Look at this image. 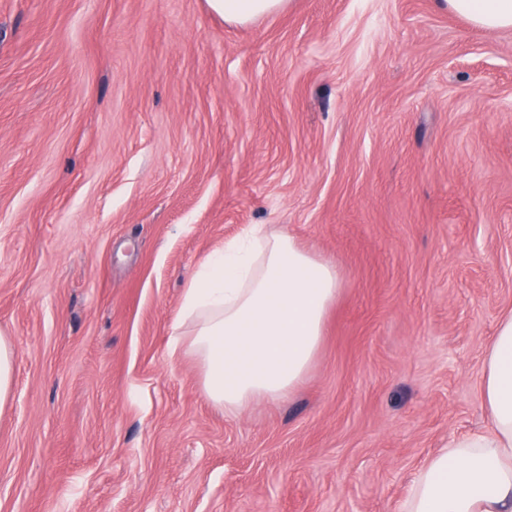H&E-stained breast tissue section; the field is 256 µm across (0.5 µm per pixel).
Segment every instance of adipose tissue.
I'll list each match as a JSON object with an SVG mask.
<instances>
[{
    "instance_id": "1",
    "label": "adipose tissue",
    "mask_w": 512,
    "mask_h": 512,
    "mask_svg": "<svg viewBox=\"0 0 512 512\" xmlns=\"http://www.w3.org/2000/svg\"><path fill=\"white\" fill-rule=\"evenodd\" d=\"M225 22L286 11L291 0H207ZM490 30L512 29V0H436ZM339 276L285 234L253 225L212 252L183 290L170 354L196 359L206 399L234 413L292 394L313 365ZM479 404L488 425L452 438L416 471L399 512H512V314L487 350Z\"/></svg>"
}]
</instances>
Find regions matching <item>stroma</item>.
<instances>
[{"mask_svg":"<svg viewBox=\"0 0 512 512\" xmlns=\"http://www.w3.org/2000/svg\"><path fill=\"white\" fill-rule=\"evenodd\" d=\"M264 224L337 268L301 387L240 414L171 358ZM512 313V31L435 0H0V512H396L486 427ZM292 0H207L209 8L224 21L245 25L257 17L286 11ZM0 331V413L9 402L15 368V349L12 341Z\"/></svg>","mask_w":512,"mask_h":512,"instance_id":"obj_1","label":"stroma"}]
</instances>
